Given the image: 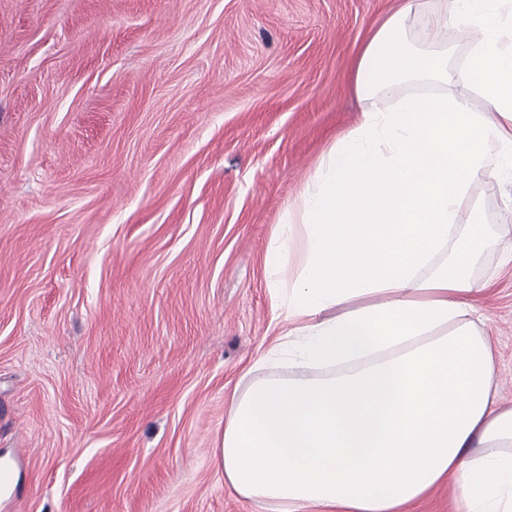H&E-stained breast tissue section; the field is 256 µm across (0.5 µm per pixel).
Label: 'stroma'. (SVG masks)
I'll return each instance as SVG.
<instances>
[{
	"instance_id": "obj_1",
	"label": "stroma",
	"mask_w": 512,
	"mask_h": 512,
	"mask_svg": "<svg viewBox=\"0 0 512 512\" xmlns=\"http://www.w3.org/2000/svg\"><path fill=\"white\" fill-rule=\"evenodd\" d=\"M402 0H0V512H277L212 462L281 324L265 256L363 106ZM448 94L485 108L446 35ZM477 327L512 404V179L469 188Z\"/></svg>"
}]
</instances>
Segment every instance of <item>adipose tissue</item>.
I'll use <instances>...</instances> for the list:
<instances>
[{
  "instance_id": "ef3b65f1",
  "label": "adipose tissue",
  "mask_w": 512,
  "mask_h": 512,
  "mask_svg": "<svg viewBox=\"0 0 512 512\" xmlns=\"http://www.w3.org/2000/svg\"><path fill=\"white\" fill-rule=\"evenodd\" d=\"M422 14L418 48L408 30ZM451 27L482 32L471 62L485 113L400 93L451 81ZM509 36L512 0H403L363 46L354 83L368 105L265 257L286 322L273 353L330 374L256 381L234 403L212 459L239 495L282 512H400L449 480L463 512H512V405L469 320L487 285L472 250L432 264L458 237L470 183L512 177Z\"/></svg>"
}]
</instances>
